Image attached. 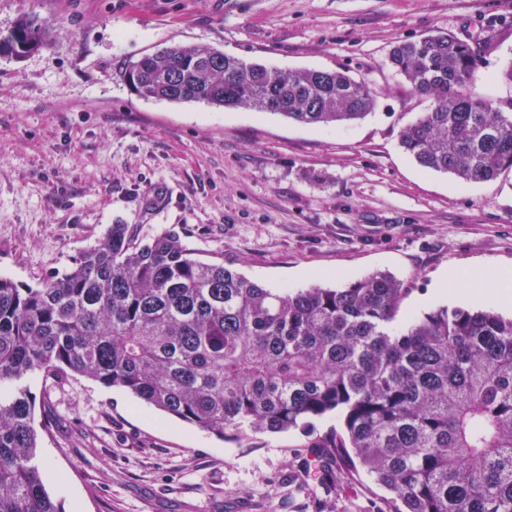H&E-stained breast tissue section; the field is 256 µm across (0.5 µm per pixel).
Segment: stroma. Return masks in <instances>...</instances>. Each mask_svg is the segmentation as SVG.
Returning <instances> with one entry per match:
<instances>
[{
	"label": "stroma",
	"mask_w": 512,
	"mask_h": 512,
	"mask_svg": "<svg viewBox=\"0 0 512 512\" xmlns=\"http://www.w3.org/2000/svg\"><path fill=\"white\" fill-rule=\"evenodd\" d=\"M43 46L0 58V276L37 285L109 225L179 232L198 258L265 287L340 288L387 272L400 314L499 306L485 266H512V170L464 182L420 167L399 132L427 111L391 47L448 32L481 54L475 92L512 103V0H0ZM213 46L281 69L344 70L376 107L336 126L202 102L143 100L120 79L154 50ZM56 416L38 451L64 512H382L368 477L313 440L336 425L218 438L79 375L28 381Z\"/></svg>",
	"instance_id": "35a3bbf8"
}]
</instances>
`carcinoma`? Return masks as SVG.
Segmentation results:
<instances>
[{"label":"carcinoma","instance_id":"carcinoma-1","mask_svg":"<svg viewBox=\"0 0 512 512\" xmlns=\"http://www.w3.org/2000/svg\"><path fill=\"white\" fill-rule=\"evenodd\" d=\"M21 19L0 57L41 46ZM479 50L447 33L392 47L388 62L428 111L401 146L425 169L466 182L512 169V115L476 95ZM139 98L274 112L306 125L376 106L344 71L283 70L206 44L125 65ZM402 283L372 273L342 288H265L205 262L174 230L112 224L74 265L36 287L0 277V512H64L37 462L35 396L25 381L77 374L203 431L284 432L336 416L312 442L338 472L363 470L386 512H512V316L440 306L399 318Z\"/></svg>","mask_w":512,"mask_h":512}]
</instances>
